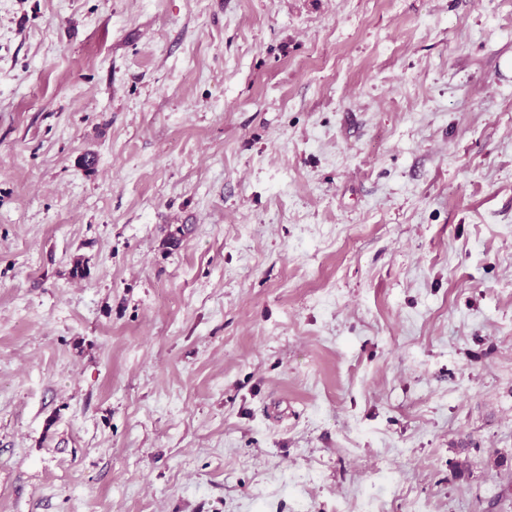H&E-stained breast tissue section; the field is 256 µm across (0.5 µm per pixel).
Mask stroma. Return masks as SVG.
<instances>
[{"label": "stroma", "mask_w": 512, "mask_h": 512, "mask_svg": "<svg viewBox=\"0 0 512 512\" xmlns=\"http://www.w3.org/2000/svg\"><path fill=\"white\" fill-rule=\"evenodd\" d=\"M512 512V0H0V512Z\"/></svg>", "instance_id": "35a3bbf8"}]
</instances>
